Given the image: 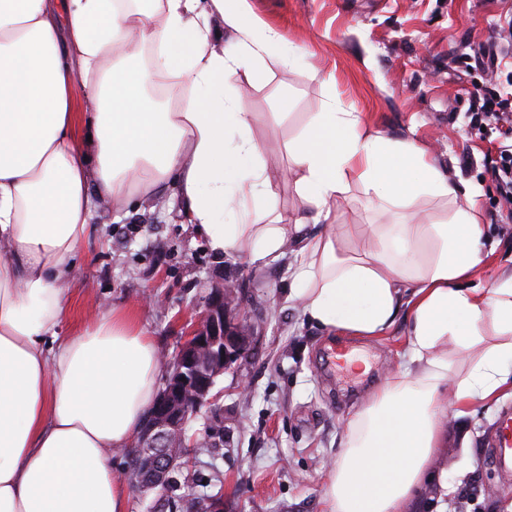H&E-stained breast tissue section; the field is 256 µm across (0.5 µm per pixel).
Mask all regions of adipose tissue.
I'll list each match as a JSON object with an SVG mask.
<instances>
[{
	"instance_id": "obj_1",
	"label": "adipose tissue",
	"mask_w": 512,
	"mask_h": 512,
	"mask_svg": "<svg viewBox=\"0 0 512 512\" xmlns=\"http://www.w3.org/2000/svg\"><path fill=\"white\" fill-rule=\"evenodd\" d=\"M214 15L233 44L214 37ZM272 52L294 57L247 0H0V512H127L110 457L135 443L157 397L155 345L113 305L60 334L97 200L119 212L176 185L215 254L275 262L298 237L306 261L288 298L319 328L369 338L405 318L404 361L348 421L324 512H405L449 406L512 388V268L476 286L487 252L472 207L447 224H374L371 249L341 248L331 215L348 178L383 211L460 195L415 143L327 104L287 145L302 217L272 222L275 175L230 91ZM161 84L173 93L158 111L145 92ZM307 219L319 230L304 236Z\"/></svg>"
}]
</instances>
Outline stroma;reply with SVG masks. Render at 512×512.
I'll return each mask as SVG.
<instances>
[{"label":"stroma","mask_w":512,"mask_h":512,"mask_svg":"<svg viewBox=\"0 0 512 512\" xmlns=\"http://www.w3.org/2000/svg\"><path fill=\"white\" fill-rule=\"evenodd\" d=\"M257 17L303 52L299 68L275 59L241 71L235 83L267 152L287 163L286 146L309 118L335 102L360 113L370 132L414 141L438 158L450 183L474 191L475 218L494 246L481 273L491 284L512 263V211L502 204L488 170L506 141L494 126L471 121L475 102L512 92V58L489 67L483 51L512 19V0H249ZM282 113L280 124L265 116ZM364 190L350 182L336 223L371 247V224L412 223L411 212L365 209ZM93 231L77 257L66 298L71 326L100 306L135 312L159 353L173 354L203 311L213 282L243 285V303L257 327L255 343L215 390L224 411V445L200 448L187 469L193 491L219 476L226 512H323L331 467L347 422L402 362L405 319L375 338L330 336L308 322L288 298L305 257L289 242L271 264L217 256L189 224L176 189L145 195L128 210L96 208ZM364 355L368 372L348 368L344 355ZM512 396L448 411L443 443L430 477L408 512H512V492L487 496L496 482L490 461L494 422ZM448 495L439 497L438 479ZM471 495L452 507L459 490Z\"/></svg>","instance_id":"1"}]
</instances>
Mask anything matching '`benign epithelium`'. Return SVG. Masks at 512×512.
Wrapping results in <instances>:
<instances>
[{
	"instance_id": "1",
	"label": "benign epithelium",
	"mask_w": 512,
	"mask_h": 512,
	"mask_svg": "<svg viewBox=\"0 0 512 512\" xmlns=\"http://www.w3.org/2000/svg\"><path fill=\"white\" fill-rule=\"evenodd\" d=\"M240 284L227 280L212 288L205 310L179 350L163 356L165 388L146 415L135 449L138 468L128 481L163 502L169 474L180 467L188 419L201 408L212 410L207 432L224 436L223 412L213 394L216 380L246 353L257 332L236 303Z\"/></svg>"
}]
</instances>
